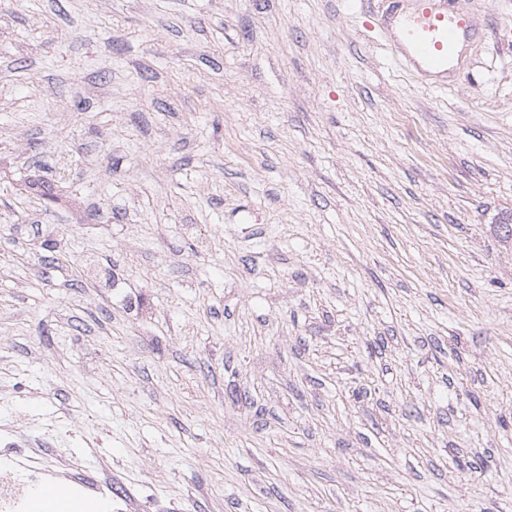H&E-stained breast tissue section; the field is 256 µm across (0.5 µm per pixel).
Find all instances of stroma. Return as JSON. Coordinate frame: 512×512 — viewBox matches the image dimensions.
<instances>
[{"instance_id": "obj_1", "label": "stroma", "mask_w": 512, "mask_h": 512, "mask_svg": "<svg viewBox=\"0 0 512 512\" xmlns=\"http://www.w3.org/2000/svg\"><path fill=\"white\" fill-rule=\"evenodd\" d=\"M431 90L380 0H0V445L112 512H512V0Z\"/></svg>"}]
</instances>
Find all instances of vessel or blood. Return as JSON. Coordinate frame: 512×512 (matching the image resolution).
Here are the masks:
<instances>
[{
  "label": "vessel or blood",
  "mask_w": 512,
  "mask_h": 512,
  "mask_svg": "<svg viewBox=\"0 0 512 512\" xmlns=\"http://www.w3.org/2000/svg\"><path fill=\"white\" fill-rule=\"evenodd\" d=\"M380 32L396 63L441 82L456 69L461 47L480 36L466 0H384Z\"/></svg>",
  "instance_id": "1"
}]
</instances>
